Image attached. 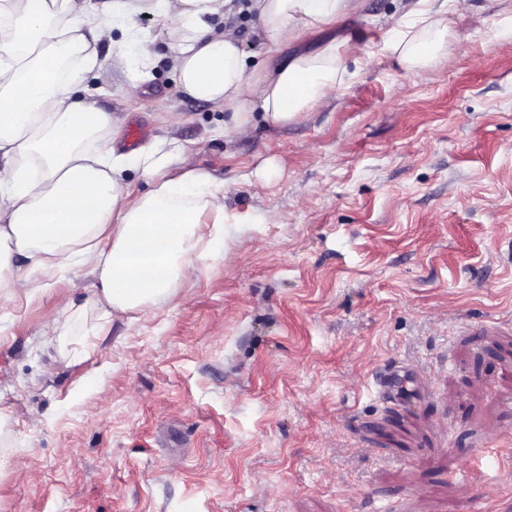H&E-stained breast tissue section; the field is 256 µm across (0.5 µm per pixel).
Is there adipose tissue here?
Instances as JSON below:
<instances>
[{"mask_svg": "<svg viewBox=\"0 0 512 512\" xmlns=\"http://www.w3.org/2000/svg\"><path fill=\"white\" fill-rule=\"evenodd\" d=\"M230 0H0V292L38 294L60 270L90 269L97 330L119 314L145 313L171 300L179 282L199 275L222 252L239 217L226 210L211 175L189 151L157 140L133 152L112 143L121 129L110 112L81 92L100 63L99 45L119 60L141 63L134 31L148 14L177 44L172 59L181 90L233 109L225 135L242 136L254 110L275 124L296 120L338 99L350 77L345 62L365 55L350 35L280 60L285 43L321 35L359 16L364 0H251L268 62L248 66L242 38L217 28ZM470 0H410L392 19L384 49L419 78L448 45V18ZM80 59L61 74L62 54ZM147 179L133 195L130 170ZM209 231H202L204 219Z\"/></svg>", "mask_w": 512, "mask_h": 512, "instance_id": "1", "label": "adipose tissue"}]
</instances>
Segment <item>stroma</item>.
<instances>
[{
	"instance_id": "35a3bbf8",
	"label": "stroma",
	"mask_w": 512,
	"mask_h": 512,
	"mask_svg": "<svg viewBox=\"0 0 512 512\" xmlns=\"http://www.w3.org/2000/svg\"><path fill=\"white\" fill-rule=\"evenodd\" d=\"M400 6L348 22L370 58L343 96L285 125L254 111L245 136L180 89L151 16L149 82L115 58L86 73L117 149H192L246 242L85 359L95 318L58 301L93 276L0 296V512H512V0H472L420 79L381 50ZM217 24L266 62L243 0Z\"/></svg>"
}]
</instances>
